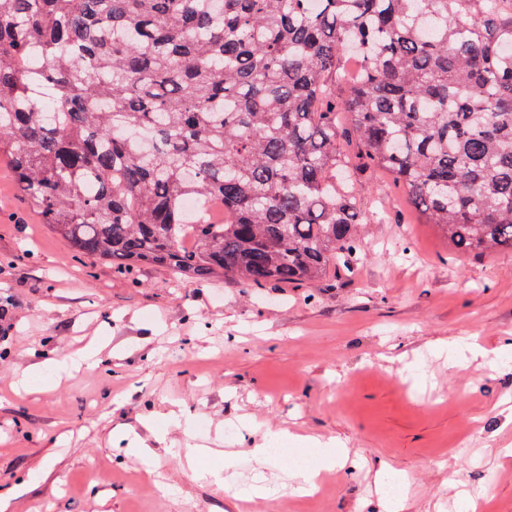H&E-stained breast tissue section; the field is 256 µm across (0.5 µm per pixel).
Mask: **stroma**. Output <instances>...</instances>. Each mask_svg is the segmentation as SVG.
I'll return each instance as SVG.
<instances>
[{
	"label": "stroma",
	"instance_id": "stroma-1",
	"mask_svg": "<svg viewBox=\"0 0 512 512\" xmlns=\"http://www.w3.org/2000/svg\"><path fill=\"white\" fill-rule=\"evenodd\" d=\"M353 275L254 296L143 266L74 257L0 162V494L9 512H377L385 480L403 512H512V351L466 359L469 337L512 336V252L449 246L384 175H362ZM97 367L71 369L92 338ZM448 343L435 357L430 345ZM43 378L31 385L23 373ZM176 410L180 427L165 414ZM154 417L153 462L128 437ZM235 434H228V427ZM270 429L339 440L358 469L310 449L316 492L292 456L257 469ZM205 449L199 472L185 452ZM100 472L88 474L92 462ZM263 474L271 495L238 493Z\"/></svg>",
	"mask_w": 512,
	"mask_h": 512
}]
</instances>
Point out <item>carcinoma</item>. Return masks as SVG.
Masks as SVG:
<instances>
[{
	"label": "carcinoma",
	"mask_w": 512,
	"mask_h": 512,
	"mask_svg": "<svg viewBox=\"0 0 512 512\" xmlns=\"http://www.w3.org/2000/svg\"><path fill=\"white\" fill-rule=\"evenodd\" d=\"M3 158L117 271L351 273L368 170L458 251H512V0H0Z\"/></svg>",
	"instance_id": "1"
}]
</instances>
